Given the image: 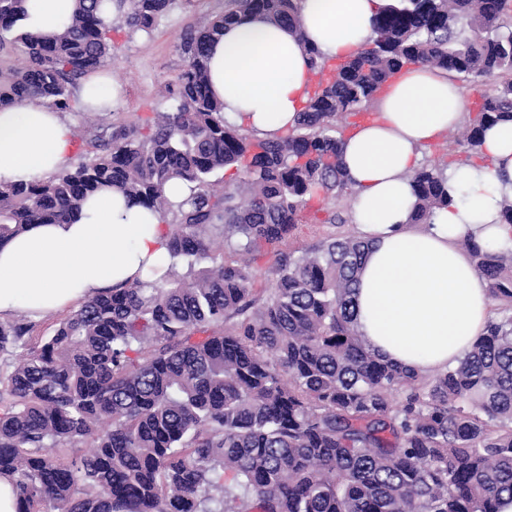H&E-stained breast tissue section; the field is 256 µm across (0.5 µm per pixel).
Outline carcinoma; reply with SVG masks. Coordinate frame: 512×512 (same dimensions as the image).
<instances>
[{"label": "carcinoma", "mask_w": 512, "mask_h": 512, "mask_svg": "<svg viewBox=\"0 0 512 512\" xmlns=\"http://www.w3.org/2000/svg\"><path fill=\"white\" fill-rule=\"evenodd\" d=\"M53 39L23 29L25 0H0V108L38 97L82 108L72 89L112 57V32L149 34L173 0H79ZM300 0H225L190 27L170 112L93 128L96 153L45 181L0 187V243L70 224L110 186L157 212L173 262L82 303L30 345L23 314L0 321V477L17 512H498L512 498V244L460 240L495 308L458 365L434 374L376 353L354 294L369 249L331 235L276 249L309 199L351 222L342 165L348 117L408 64L488 86L463 138L512 119V0H395L334 68L308 49L314 82L288 134L259 139L224 119L208 89L209 43L246 17L298 38ZM242 176L231 186L217 174ZM447 165L408 175L415 224L448 207ZM180 180L178 204L165 187ZM275 248L263 285L253 256ZM240 255L224 260V249ZM89 448L68 463L58 448Z\"/></svg>", "instance_id": "cac0c4a2"}]
</instances>
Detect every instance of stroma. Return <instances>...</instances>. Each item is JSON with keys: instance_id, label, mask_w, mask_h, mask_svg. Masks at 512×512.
<instances>
[{"instance_id": "35a3bbf8", "label": "stroma", "mask_w": 512, "mask_h": 512, "mask_svg": "<svg viewBox=\"0 0 512 512\" xmlns=\"http://www.w3.org/2000/svg\"><path fill=\"white\" fill-rule=\"evenodd\" d=\"M224 0H174L167 13L148 34L132 37L116 33L115 59L108 62L114 81L126 90V102L115 110V118L134 120L155 112L170 111L174 105L165 88L176 85L183 68L178 50L184 30L204 18L223 12ZM323 204L311 199L286 244L299 251L324 240L335 228L326 224Z\"/></svg>"}]
</instances>
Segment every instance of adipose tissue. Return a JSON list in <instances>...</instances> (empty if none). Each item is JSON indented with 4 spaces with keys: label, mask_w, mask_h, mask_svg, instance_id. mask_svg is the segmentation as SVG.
I'll use <instances>...</instances> for the list:
<instances>
[{
    "label": "adipose tissue",
    "mask_w": 512,
    "mask_h": 512,
    "mask_svg": "<svg viewBox=\"0 0 512 512\" xmlns=\"http://www.w3.org/2000/svg\"><path fill=\"white\" fill-rule=\"evenodd\" d=\"M390 2L303 0V45L286 27L257 18L227 28L210 44L208 60L210 89L225 118L264 139L287 133L309 100L313 71L305 45L327 63L353 56ZM77 7L78 0H27L24 24L56 34ZM77 96L84 107L111 111L123 90L95 71ZM465 119V98L446 73L411 65L381 94L377 117L343 138L352 222L370 243L356 291L358 325L380 354L427 374L456 365L490 317L487 284L460 239H512L498 206L503 194L512 195V121L485 131L481 161L448 167V207L423 228L412 224L416 198L407 172ZM75 150L65 112L37 98L0 109V185L51 178L70 167ZM169 263L158 215L104 189L83 202L74 223L34 224L0 243V316L38 319Z\"/></svg>",
    "instance_id": "adipose-tissue-1"
}]
</instances>
